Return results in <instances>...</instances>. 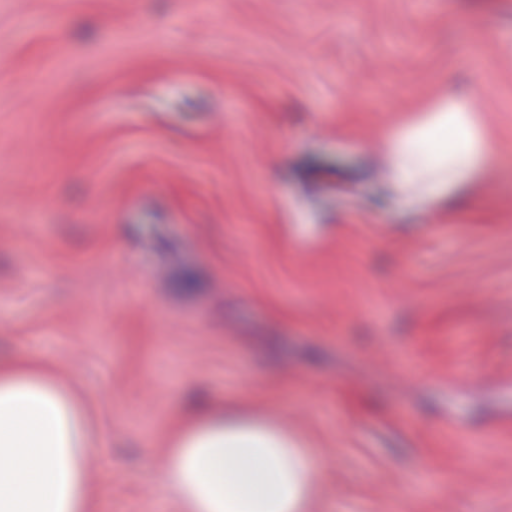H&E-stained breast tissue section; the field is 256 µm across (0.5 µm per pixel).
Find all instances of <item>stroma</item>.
I'll return each instance as SVG.
<instances>
[{"label": "stroma", "instance_id": "obj_1", "mask_svg": "<svg viewBox=\"0 0 512 512\" xmlns=\"http://www.w3.org/2000/svg\"><path fill=\"white\" fill-rule=\"evenodd\" d=\"M475 86L511 153L512 0H0V356L80 401L89 512H186L198 390L309 512H512V173L415 203L385 148Z\"/></svg>", "mask_w": 512, "mask_h": 512}]
</instances>
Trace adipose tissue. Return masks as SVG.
I'll return each mask as SVG.
<instances>
[{
	"label": "adipose tissue",
	"instance_id": "ef3b65f1",
	"mask_svg": "<svg viewBox=\"0 0 512 512\" xmlns=\"http://www.w3.org/2000/svg\"><path fill=\"white\" fill-rule=\"evenodd\" d=\"M406 198L433 200L504 161L475 112L446 98L388 144ZM83 411L43 367L0 360V512H88ZM318 463L274 420L213 404L173 440L163 483L191 512H307Z\"/></svg>",
	"mask_w": 512,
	"mask_h": 512
}]
</instances>
